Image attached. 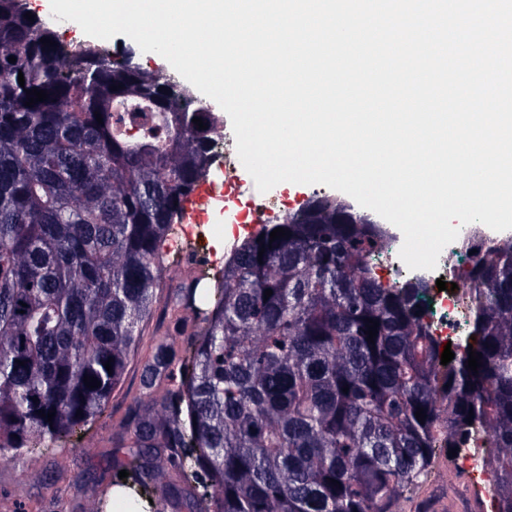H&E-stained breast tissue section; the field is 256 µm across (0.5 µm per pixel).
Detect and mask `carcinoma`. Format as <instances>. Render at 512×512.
<instances>
[{
    "label": "carcinoma",
    "instance_id": "carcinoma-1",
    "mask_svg": "<svg viewBox=\"0 0 512 512\" xmlns=\"http://www.w3.org/2000/svg\"><path fill=\"white\" fill-rule=\"evenodd\" d=\"M29 11L0 0L1 457L47 448L105 408L160 302L164 245L214 167L223 123L124 52H70ZM32 89L48 100L26 106ZM277 227L291 236L270 241ZM384 237L315 196L236 245L221 275L181 289L174 306L200 329L189 356L160 342L143 367L150 404L119 437L128 512H162L193 481L207 489L194 512H398L435 448L480 435L498 512H512V238L462 259L480 289L466 331L482 353L475 374L467 354L441 365L417 308L425 283L378 275ZM174 365L179 388L157 402Z\"/></svg>",
    "mask_w": 512,
    "mask_h": 512
}]
</instances>
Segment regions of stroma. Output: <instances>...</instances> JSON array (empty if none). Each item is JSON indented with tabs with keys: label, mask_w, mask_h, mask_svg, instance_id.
I'll list each match as a JSON object with an SVG mask.
<instances>
[{
	"label": "stroma",
	"mask_w": 512,
	"mask_h": 512,
	"mask_svg": "<svg viewBox=\"0 0 512 512\" xmlns=\"http://www.w3.org/2000/svg\"><path fill=\"white\" fill-rule=\"evenodd\" d=\"M287 189L293 209H300L319 191L335 198L341 210L357 220L382 221L380 215L333 188L318 190L291 183ZM166 250L168 260L159 290L162 302L150 320L141 325L138 348L103 415L90 421L79 439L56 444L42 454L24 453L17 460L0 461V512H96L99 499L111 496L119 481L118 462L123 456L116 440L147 402L141 389L143 364L162 340L176 352H184L193 343L199 326L191 311L166 307L164 300L189 284L197 269L219 272L224 268L223 250L214 247L204 253L193 252L178 228L170 235ZM465 483V477L446 460L434 459L423 492L411 504L413 512H433V501L442 498L448 499L455 512H468L470 496Z\"/></svg>",
	"instance_id": "obj_1"
}]
</instances>
